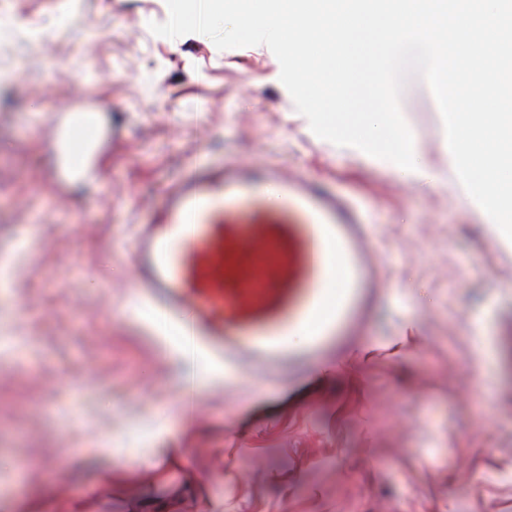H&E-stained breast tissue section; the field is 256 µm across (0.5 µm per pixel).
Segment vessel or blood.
<instances>
[{
    "label": "vessel or blood",
    "instance_id": "b4317fda",
    "mask_svg": "<svg viewBox=\"0 0 512 512\" xmlns=\"http://www.w3.org/2000/svg\"><path fill=\"white\" fill-rule=\"evenodd\" d=\"M67 113L55 137L59 169L79 178L102 130L90 110ZM153 210L132 268L142 306L226 370L238 357L294 362L353 333L383 284L364 212L276 168L200 164Z\"/></svg>",
    "mask_w": 512,
    "mask_h": 512
}]
</instances>
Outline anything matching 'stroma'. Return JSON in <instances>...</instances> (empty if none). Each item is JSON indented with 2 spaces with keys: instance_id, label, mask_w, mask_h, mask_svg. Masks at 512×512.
I'll list each match as a JSON object with an SVG mask.
<instances>
[{
  "instance_id": "obj_1",
  "label": "stroma",
  "mask_w": 512,
  "mask_h": 512,
  "mask_svg": "<svg viewBox=\"0 0 512 512\" xmlns=\"http://www.w3.org/2000/svg\"><path fill=\"white\" fill-rule=\"evenodd\" d=\"M166 0H0V512H512V244L448 173L404 181L317 137L264 45L154 35ZM95 110L94 175L56 178V101ZM430 160L425 81L401 95ZM340 188L386 288L354 336L229 379L140 311L150 207L194 164Z\"/></svg>"
}]
</instances>
